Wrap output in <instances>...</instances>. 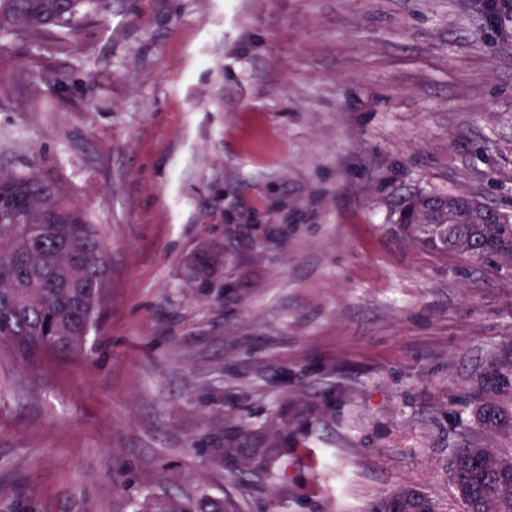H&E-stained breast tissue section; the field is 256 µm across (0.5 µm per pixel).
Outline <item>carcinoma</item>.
<instances>
[{"label":"carcinoma","mask_w":512,"mask_h":512,"mask_svg":"<svg viewBox=\"0 0 512 512\" xmlns=\"http://www.w3.org/2000/svg\"><path fill=\"white\" fill-rule=\"evenodd\" d=\"M105 0H0V36L22 39L43 30L73 34L79 20L97 10ZM512 233L505 224H459L448 245L431 243L420 225L407 224L403 237L423 248L452 253L470 241L496 244ZM103 241L84 206L53 177L38 172L0 173V347L29 368H38L50 355L70 354L83 347L98 324L107 297L110 257H90ZM224 268V249L198 251L186 268L187 279L197 288H224L217 280ZM479 425L493 432L512 430V412L495 402L482 405ZM487 448H459L450 467L457 472L454 488L463 512H512V455L496 456L499 466L489 468L481 455ZM244 457L240 478L258 477L269 482L283 478L288 462L283 451L265 432H256L210 451L212 465ZM415 495L438 512L426 493L403 487L374 501L368 512H403L397 502ZM246 503L226 495L204 492L179 497L151 494L133 512H245Z\"/></svg>","instance_id":"cac0c4a2"}]
</instances>
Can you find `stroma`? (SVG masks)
<instances>
[{
    "instance_id": "stroma-1",
    "label": "stroma",
    "mask_w": 512,
    "mask_h": 512,
    "mask_svg": "<svg viewBox=\"0 0 512 512\" xmlns=\"http://www.w3.org/2000/svg\"><path fill=\"white\" fill-rule=\"evenodd\" d=\"M0 170L88 208L109 296L81 352L0 351V512H130L152 491L462 512L456 449L512 454V273L410 244L415 194L512 214V8L484 0H108L0 39ZM224 245L216 300L183 281ZM290 418L284 481L206 451ZM478 424L493 432H509L512 429V412L504 409L496 402L482 405L476 415ZM410 495L418 496L427 501L429 509L426 512H438L436 502L428 494L409 487H403L390 494L381 496L370 505L368 512H407L396 508V504Z\"/></svg>"
}]
</instances>
